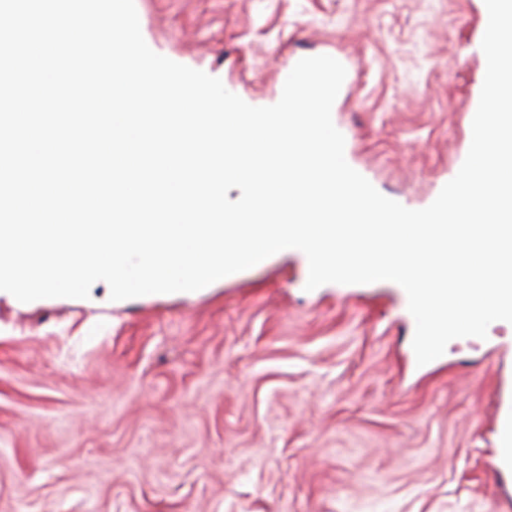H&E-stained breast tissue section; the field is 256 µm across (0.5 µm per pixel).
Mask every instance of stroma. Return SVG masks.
Instances as JSON below:
<instances>
[{
    "label": "stroma",
    "mask_w": 512,
    "mask_h": 512,
    "mask_svg": "<svg viewBox=\"0 0 512 512\" xmlns=\"http://www.w3.org/2000/svg\"><path fill=\"white\" fill-rule=\"evenodd\" d=\"M156 53L278 102L347 74L350 163L430 205L471 144L484 0H135ZM294 254L194 292L0 295V512H512V324L417 366L395 285L305 291Z\"/></svg>",
    "instance_id": "obj_1"
}]
</instances>
